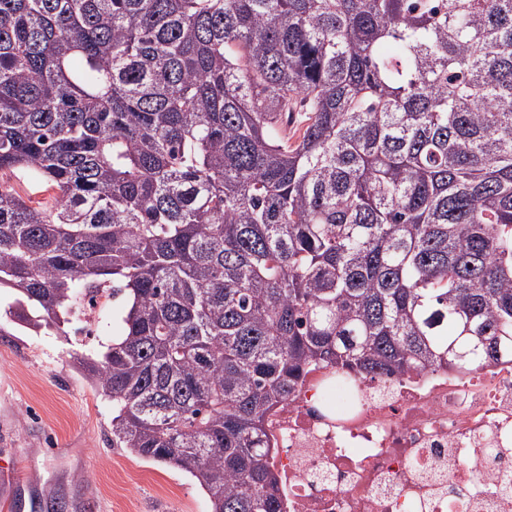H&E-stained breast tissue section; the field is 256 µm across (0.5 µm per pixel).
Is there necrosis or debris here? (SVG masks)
<instances>
[{
    "instance_id": "4bbe7bcc",
    "label": "necrosis or debris",
    "mask_w": 512,
    "mask_h": 512,
    "mask_svg": "<svg viewBox=\"0 0 512 512\" xmlns=\"http://www.w3.org/2000/svg\"><path fill=\"white\" fill-rule=\"evenodd\" d=\"M313 370L266 430L286 512H512V364L359 381Z\"/></svg>"
}]
</instances>
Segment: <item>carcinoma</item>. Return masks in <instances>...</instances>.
<instances>
[{
	"label": "carcinoma",
	"mask_w": 512,
	"mask_h": 512,
	"mask_svg": "<svg viewBox=\"0 0 512 512\" xmlns=\"http://www.w3.org/2000/svg\"><path fill=\"white\" fill-rule=\"evenodd\" d=\"M1 288L127 296L112 445L284 512L310 371L512 363V0H0Z\"/></svg>",
	"instance_id": "carcinoma-1"
}]
</instances>
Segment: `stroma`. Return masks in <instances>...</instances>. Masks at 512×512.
<instances>
[{
	"mask_svg": "<svg viewBox=\"0 0 512 512\" xmlns=\"http://www.w3.org/2000/svg\"><path fill=\"white\" fill-rule=\"evenodd\" d=\"M0 290V463L26 464L18 478L0 474L12 512H211L199 484L179 470L112 445V404L92 386L81 360L120 334L123 298L96 311L74 300L64 335L15 325Z\"/></svg>",
	"mask_w": 512,
	"mask_h": 512,
	"instance_id": "obj_1",
	"label": "stroma"
}]
</instances>
